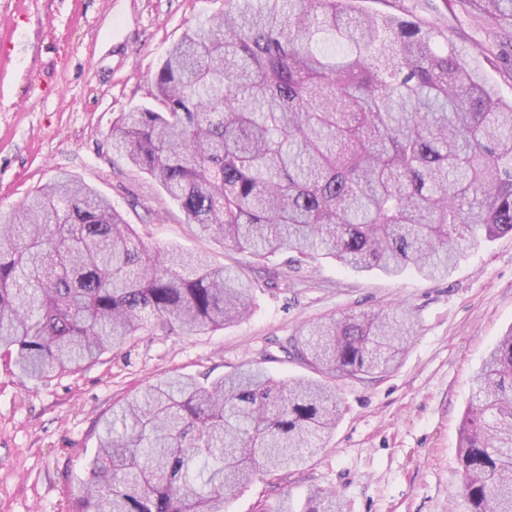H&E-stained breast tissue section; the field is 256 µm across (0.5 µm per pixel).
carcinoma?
I'll return each instance as SVG.
<instances>
[{
	"label": "carcinoma",
	"mask_w": 512,
	"mask_h": 512,
	"mask_svg": "<svg viewBox=\"0 0 512 512\" xmlns=\"http://www.w3.org/2000/svg\"><path fill=\"white\" fill-rule=\"evenodd\" d=\"M355 0H224L154 79V106L112 126V154L156 180L186 223L255 257L292 249L355 271L448 274L463 247L512 233V101L431 26ZM512 30V0H461ZM329 36L341 56L319 49ZM253 284L176 248L149 251L112 203L63 176L0 221V354L43 381L145 332L242 320ZM405 311L317 322L283 350L313 373L242 366L162 378L112 406L71 512H224L237 491L300 468L339 419L332 382L395 368ZM455 490L512 512V329L472 381ZM342 512L313 490L299 511Z\"/></svg>",
	"instance_id": "cac0c4a2"
}]
</instances>
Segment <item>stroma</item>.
Wrapping results in <instances>:
<instances>
[{"mask_svg":"<svg viewBox=\"0 0 512 512\" xmlns=\"http://www.w3.org/2000/svg\"><path fill=\"white\" fill-rule=\"evenodd\" d=\"M450 36L504 99H512V34L493 36L458 0H356ZM217 0H0V215L61 174L109 199L150 250L203 251L258 284L250 316L199 336L136 337L75 374L21 383L0 361V512H69L102 419L114 401L160 377L221 376L243 365L288 378L304 369L282 351L302 327L363 311L413 313L418 331L394 371L340 380L341 417L301 470L242 490L228 512H274L310 488L344 512H465L453 488L471 380L512 329V233L480 239L427 280L357 274L322 255L257 259L200 234L147 174L113 161L122 114L153 103L169 48Z\"/></svg>","mask_w":512,"mask_h":512,"instance_id":"1","label":"stroma"}]
</instances>
